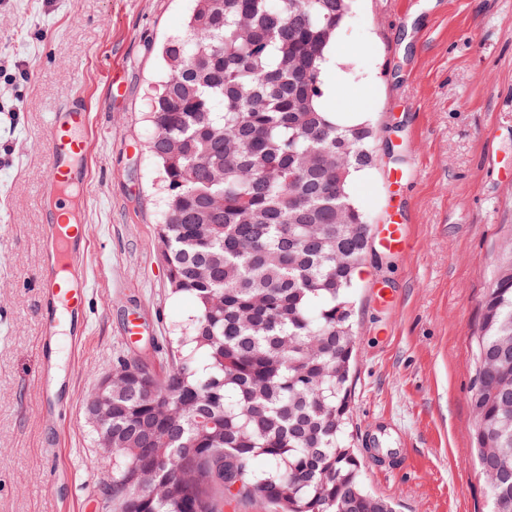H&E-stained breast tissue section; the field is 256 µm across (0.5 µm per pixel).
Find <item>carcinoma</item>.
I'll return each mask as SVG.
<instances>
[{"mask_svg": "<svg viewBox=\"0 0 512 512\" xmlns=\"http://www.w3.org/2000/svg\"><path fill=\"white\" fill-rule=\"evenodd\" d=\"M148 105L165 213L157 246L196 314L172 368L112 387V512H393L348 420L352 295L369 224L349 190L376 165L370 121L323 103L353 0H193ZM474 337L476 455L512 512V237Z\"/></svg>", "mask_w": 512, "mask_h": 512, "instance_id": "1", "label": "carcinoma"}]
</instances>
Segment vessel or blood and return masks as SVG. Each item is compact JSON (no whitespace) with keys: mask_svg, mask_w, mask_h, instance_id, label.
Wrapping results in <instances>:
<instances>
[{"mask_svg":"<svg viewBox=\"0 0 512 512\" xmlns=\"http://www.w3.org/2000/svg\"><path fill=\"white\" fill-rule=\"evenodd\" d=\"M88 117V104L81 95L71 96L60 111L55 113L47 141L51 189L79 184L86 179ZM74 217V211L63 209L51 210L47 215L49 239L40 271V313L45 334L50 338L57 336L60 330L76 327V315L84 298L78 280H71L66 288L59 281L60 271L78 267L85 252L83 234L68 229ZM382 235L383 246L388 251L401 252L408 246L405 224L396 222L384 225Z\"/></svg>","mask_w":512,"mask_h":512,"instance_id":"1","label":"vessel or blood"}]
</instances>
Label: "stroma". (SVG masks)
I'll list each match as a JSON object with an SVG mask.
<instances>
[{
    "instance_id": "obj_1",
    "label": "stroma",
    "mask_w": 512,
    "mask_h": 512,
    "mask_svg": "<svg viewBox=\"0 0 512 512\" xmlns=\"http://www.w3.org/2000/svg\"><path fill=\"white\" fill-rule=\"evenodd\" d=\"M191 0H0V512H112L85 408L116 359H168L195 313L156 249L163 202L146 104ZM334 108L360 101L377 163L352 196L373 230L353 292L350 434L396 512H490L473 451L472 338L512 228V0H353ZM89 101L80 340L40 348L50 116ZM407 225L405 252L381 224Z\"/></svg>"
}]
</instances>
